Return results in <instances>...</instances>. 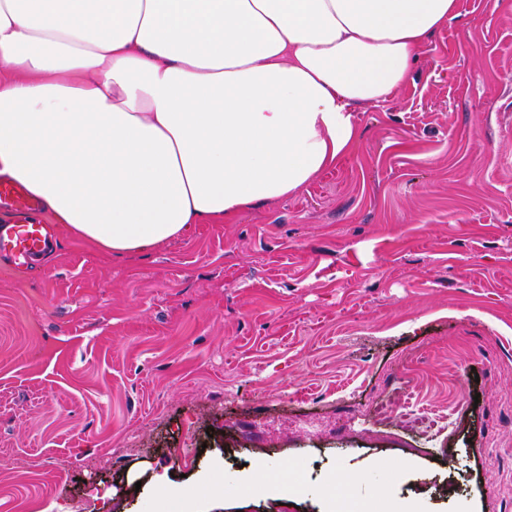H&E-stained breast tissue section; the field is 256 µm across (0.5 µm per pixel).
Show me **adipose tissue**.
Here are the masks:
<instances>
[{
  "mask_svg": "<svg viewBox=\"0 0 512 512\" xmlns=\"http://www.w3.org/2000/svg\"><path fill=\"white\" fill-rule=\"evenodd\" d=\"M458 0H0V181L146 253L357 144Z\"/></svg>",
  "mask_w": 512,
  "mask_h": 512,
  "instance_id": "adipose-tissue-1",
  "label": "adipose tissue"
}]
</instances>
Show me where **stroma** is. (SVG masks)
Wrapping results in <instances>:
<instances>
[{"label": "stroma", "instance_id": "stroma-1", "mask_svg": "<svg viewBox=\"0 0 512 512\" xmlns=\"http://www.w3.org/2000/svg\"><path fill=\"white\" fill-rule=\"evenodd\" d=\"M354 115L232 223L0 262V512H512V0Z\"/></svg>", "mask_w": 512, "mask_h": 512}]
</instances>
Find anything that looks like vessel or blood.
Instances as JSON below:
<instances>
[{"mask_svg":"<svg viewBox=\"0 0 512 512\" xmlns=\"http://www.w3.org/2000/svg\"><path fill=\"white\" fill-rule=\"evenodd\" d=\"M40 201L17 183L0 182V260L28 270L51 244L53 228L40 218Z\"/></svg>","mask_w":512,"mask_h":512,"instance_id":"obj_1","label":"vessel or blood"}]
</instances>
